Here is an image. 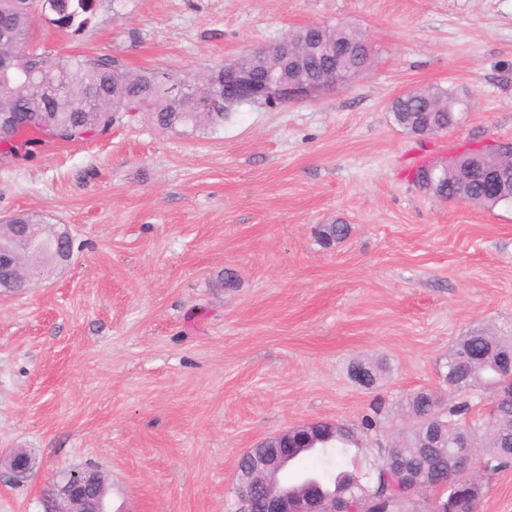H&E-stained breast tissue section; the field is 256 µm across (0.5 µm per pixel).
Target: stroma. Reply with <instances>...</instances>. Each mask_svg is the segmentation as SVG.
Returning <instances> with one entry per match:
<instances>
[{"label": "stroma", "instance_id": "obj_1", "mask_svg": "<svg viewBox=\"0 0 512 512\" xmlns=\"http://www.w3.org/2000/svg\"><path fill=\"white\" fill-rule=\"evenodd\" d=\"M318 24L372 48L336 91L193 131L140 112L30 160L0 153V221L31 213L73 240L70 260L0 297V512H42L88 467L107 512H236L248 448L441 386L470 329L512 336V205L414 180L512 141V0H98L84 31L33 38L198 75ZM427 86L470 108L419 139L389 106ZM322 224L351 232L326 247ZM363 359L387 365L376 388L349 375ZM18 451L35 465L14 484Z\"/></svg>", "mask_w": 512, "mask_h": 512}]
</instances>
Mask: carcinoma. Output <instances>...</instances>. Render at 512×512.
I'll list each match as a JSON object with an SVG mask.
<instances>
[{
  "mask_svg": "<svg viewBox=\"0 0 512 512\" xmlns=\"http://www.w3.org/2000/svg\"><path fill=\"white\" fill-rule=\"evenodd\" d=\"M52 4L38 18L30 8V0H0V54L8 55L6 70L0 73V98L14 105L12 122L0 123V147L22 159L35 157L47 144L40 136L21 138L18 130L29 126L46 136L72 142L92 133H104L112 124L135 112L151 114L163 129L176 127H217L224 123V113L213 112L208 102L224 92V68L209 74L204 81L181 78L171 73L146 69L134 71L111 56L52 54L35 43L32 32L42 20L59 32L79 33L91 21L96 0H40L39 5ZM320 46L309 60L304 76L318 78L331 65L329 48L344 45L348 49L346 69L354 73L364 68L366 59L361 43L365 38L346 26H326L318 33ZM464 110L462 100L448 88L428 87L407 92L391 103L394 122L414 135L423 133L416 124L419 112L433 113L438 126L448 128L459 121ZM488 166L503 171L512 181V157L508 151L488 150ZM464 197L479 206L492 208L498 199L489 195L485 177L478 173L468 183ZM33 214H17L6 225L0 224V239L21 243L13 256L14 267L29 275H39L54 263L67 261L58 230L44 227L34 243H29L27 225L40 224ZM346 224H323L318 230L321 242H336L348 235ZM512 352V340L476 328L458 339L445 358L442 382L455 391V400L434 388H421L401 404L402 411L432 423L448 422L443 431V447L425 448L421 431L413 426L403 430L388 446L377 449L379 460L364 471L341 467L339 458L349 448L358 446L353 428L337 424L332 437L313 448H298L280 477L291 497L303 496L315 489L325 507L335 498L356 493L363 500L389 499L396 484L394 473L386 462L397 461L406 468L421 472L419 483L407 491L413 498L448 479V451L461 438L458 423L471 413L474 402L470 388L487 386L501 394L509 385L507 374L499 370V357ZM368 386L381 379L385 366L379 361L363 360ZM497 420L479 424L468 434L470 456L491 461L496 470L512 467V447H503L504 437L512 438V397L501 400ZM319 457L321 466L310 470L303 466L309 455ZM456 493L476 508L484 496V484L478 479Z\"/></svg>",
  "mask_w": 512,
  "mask_h": 512,
  "instance_id": "carcinoma-1",
  "label": "carcinoma"
}]
</instances>
